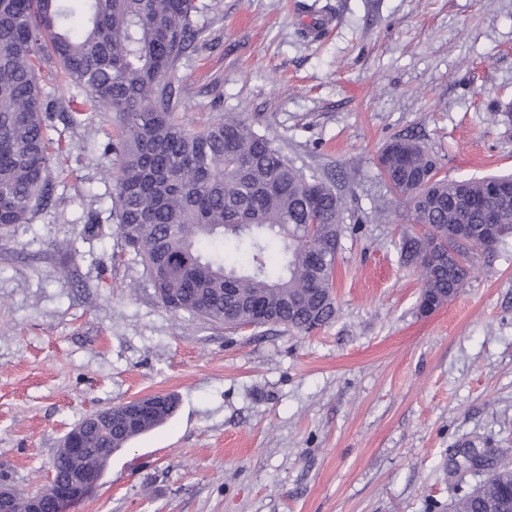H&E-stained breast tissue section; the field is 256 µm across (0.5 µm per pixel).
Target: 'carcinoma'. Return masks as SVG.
I'll use <instances>...</instances> for the list:
<instances>
[{
    "label": "carcinoma",
    "mask_w": 512,
    "mask_h": 512,
    "mask_svg": "<svg viewBox=\"0 0 512 512\" xmlns=\"http://www.w3.org/2000/svg\"><path fill=\"white\" fill-rule=\"evenodd\" d=\"M199 0H0V227L31 223L52 190L53 119L38 72L59 67L94 109L116 114L112 152L121 235L141 258L167 310L228 327L258 325L309 333L336 316V259L345 226L344 199L334 185L296 167L268 137L233 114L192 132L174 117L180 61L193 47ZM394 201L421 232L401 236L403 263L423 283L420 307L454 297L469 274L471 250H494L512 236V200L490 191L512 175L466 180L481 205L460 194L459 179L440 175L427 145L395 137L379 156ZM503 211L510 232L482 239L483 209ZM468 238H455L456 226ZM177 404L143 428L88 427L81 458L58 450L56 479L80 460L96 464L135 437L164 424ZM451 476L450 512H512V454L461 451ZM469 476L480 480L471 489Z\"/></svg>",
    "instance_id": "obj_1"
}]
</instances>
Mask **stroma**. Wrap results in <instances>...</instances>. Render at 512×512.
I'll use <instances>...</instances> for the list:
<instances>
[{"instance_id": "obj_1", "label": "stroma", "mask_w": 512, "mask_h": 512, "mask_svg": "<svg viewBox=\"0 0 512 512\" xmlns=\"http://www.w3.org/2000/svg\"><path fill=\"white\" fill-rule=\"evenodd\" d=\"M176 117L227 112L349 213L335 320L228 328L160 304L112 211L111 112L69 126L54 191L0 228V477L41 491L91 412L163 392L160 428L112 454L69 512H448L452 448H512V239L474 250L436 311L396 244L377 158L416 135L449 178L512 173V0H203Z\"/></svg>"}]
</instances>
